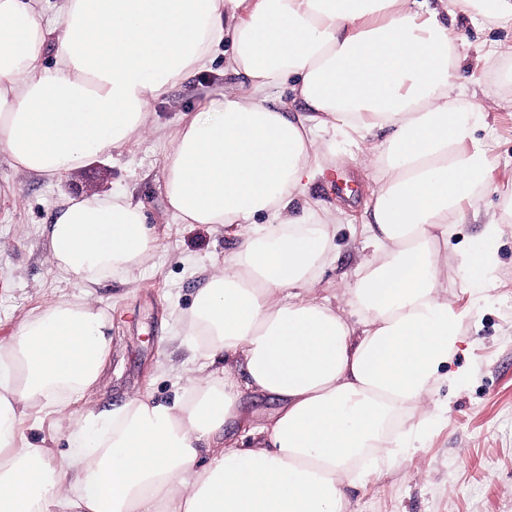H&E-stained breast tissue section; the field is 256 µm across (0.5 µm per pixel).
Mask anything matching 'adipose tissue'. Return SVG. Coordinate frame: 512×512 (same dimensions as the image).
Masks as SVG:
<instances>
[{
    "label": "adipose tissue",
    "mask_w": 512,
    "mask_h": 512,
    "mask_svg": "<svg viewBox=\"0 0 512 512\" xmlns=\"http://www.w3.org/2000/svg\"><path fill=\"white\" fill-rule=\"evenodd\" d=\"M0 0V149L20 172L60 176L138 135L151 100L211 64L244 90L194 114L165 156L163 193L182 224L234 231L182 329L221 370L173 401L130 398L107 416L66 415L67 458L20 440L38 406L96 391L112 324L59 298L0 341V512H351L431 419L465 313L440 287L448 234L488 189L487 146L458 81L448 0ZM288 90L310 113L270 106ZM391 128L382 144L376 130ZM367 142L380 175L360 235L368 252L341 303L317 295L336 237L308 191L318 131ZM51 257L73 287L130 275L157 238L126 193L64 200ZM259 393L278 408L256 424ZM237 424L240 438L224 435Z\"/></svg>",
    "instance_id": "adipose-tissue-1"
}]
</instances>
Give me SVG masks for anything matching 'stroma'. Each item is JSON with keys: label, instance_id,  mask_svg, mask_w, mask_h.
<instances>
[{"label": "stroma", "instance_id": "1", "mask_svg": "<svg viewBox=\"0 0 512 512\" xmlns=\"http://www.w3.org/2000/svg\"><path fill=\"white\" fill-rule=\"evenodd\" d=\"M458 31L468 57L462 82L479 87L476 102L485 114L472 137L490 147V192L479 206L493 210L503 194L512 192V82L504 79L512 73V58L487 71L470 61L497 44L511 45L512 30L482 19L473 2L459 13ZM231 82L223 57H216L207 71L189 75L151 101L137 138L57 178L15 172L0 151V340L13 336L20 321L38 307L76 294L49 261L47 226L64 197L103 195L123 187L142 205L158 237L151 256L133 276L107 278L90 288L89 300L112 319V351L92 402L71 401V411L112 410L146 391L173 399L178 378L202 363L178 338V321L202 286L211 258L233 250L237 240L207 224L177 223L161 183L181 118L215 111ZM322 139L326 170L311 185L310 201L316 211L339 213L338 248L317 281L319 292L332 297L346 287L361 261L359 231L376 171L363 169L361 143L330 133ZM482 229L465 218L448 250L488 247L498 267L489 302L471 308L456 263H449L441 282L449 300L466 312L463 342L450 364L464 379L441 388L439 396L447 400L448 410L436 427L424 431L413 455L401 458L368 487L349 489L352 512H512V223L488 245ZM18 432L50 448L57 458L69 446L58 412L50 409L33 412Z\"/></svg>", "mask_w": 512, "mask_h": 512}]
</instances>
